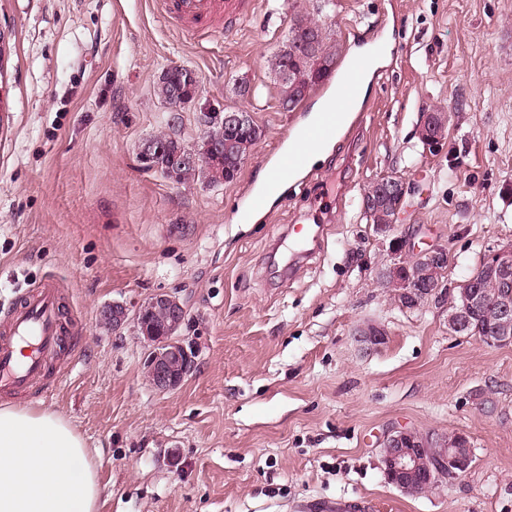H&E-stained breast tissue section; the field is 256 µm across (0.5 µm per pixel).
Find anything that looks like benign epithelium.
Masks as SVG:
<instances>
[{"instance_id": "7a95c632", "label": "benign epithelium", "mask_w": 512, "mask_h": 512, "mask_svg": "<svg viewBox=\"0 0 512 512\" xmlns=\"http://www.w3.org/2000/svg\"><path fill=\"white\" fill-rule=\"evenodd\" d=\"M182 86L190 91L184 101L166 104L169 123H179L182 105L197 111V122L202 138L208 142V152L199 154L185 147L174 149L166 141H150L139 154L143 166L162 170L173 182L187 166L213 163L224 156V138L249 139L257 128L243 110H226L204 96L197 74L181 68ZM448 113L427 112L419 128L424 146L436 150L446 138ZM412 193V185L401 176L379 179L374 192L363 199L366 209L376 208L380 200L396 201L394 214L385 224L373 225L376 234L390 239L391 263L379 272L378 280L387 288L397 305L414 310L429 301L449 302L448 327L456 334L468 336L471 317L487 315L493 322V331L480 337L488 346L512 345V243L491 249L482 258L481 265L458 285L456 295L448 297V247L433 243L421 248L410 235H395L404 203ZM492 286L495 304L487 307L486 286ZM187 316V308L179 298L159 292L131 310L120 302L103 306L99 321L118 332L127 327L136 333L147 348L144 377L158 391L178 388L196 367V352L179 336ZM387 330L369 325L357 334V341L366 351H375L387 342ZM475 459L474 448L467 435L455 432L448 435L431 434L422 440L416 431L393 428L382 442V464L386 481L406 493L411 479L427 477L433 486L444 480L465 474Z\"/></svg>"}]
</instances>
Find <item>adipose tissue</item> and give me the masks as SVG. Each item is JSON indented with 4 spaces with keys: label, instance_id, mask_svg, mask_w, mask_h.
<instances>
[{
    "label": "adipose tissue",
    "instance_id": "obj_1",
    "mask_svg": "<svg viewBox=\"0 0 512 512\" xmlns=\"http://www.w3.org/2000/svg\"><path fill=\"white\" fill-rule=\"evenodd\" d=\"M293 150L302 155V168L280 172L275 184L265 188L266 203L296 182L303 168L325 161L331 143L301 135ZM76 461L82 472L74 477L68 466ZM98 504L97 467L75 427L49 408L1 405L0 512H98Z\"/></svg>",
    "mask_w": 512,
    "mask_h": 512
}]
</instances>
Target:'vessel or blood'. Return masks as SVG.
<instances>
[{"mask_svg": "<svg viewBox=\"0 0 512 512\" xmlns=\"http://www.w3.org/2000/svg\"><path fill=\"white\" fill-rule=\"evenodd\" d=\"M255 0H153L183 34L213 37L253 11ZM60 283L53 278L28 289L0 327V394L42 392L51 368L73 341L62 312Z\"/></svg>", "mask_w": 512, "mask_h": 512, "instance_id": "1", "label": "vessel or blood"}]
</instances>
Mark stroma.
<instances>
[{
	"label": "stroma",
	"instance_id": "stroma-1",
	"mask_svg": "<svg viewBox=\"0 0 512 512\" xmlns=\"http://www.w3.org/2000/svg\"><path fill=\"white\" fill-rule=\"evenodd\" d=\"M320 0H256L223 35L184 37L151 0H0L15 80L0 149V320L45 278L76 340L61 383L13 404L56 410L97 465L98 512H512V346L448 327L445 306L399 308L377 273L386 239L364 215L374 180L415 187L400 232L442 242L448 285L512 242V0H335L328 81L291 109L272 67L295 14ZM382 51L352 123L256 224L262 178L364 51ZM195 70L206 95L263 131L236 180L176 185L144 170L166 128L162 71ZM253 95L241 99L238 82ZM449 115L428 151L424 113ZM323 229L294 260L292 225ZM167 291L188 316L194 372L160 392L145 346L100 324ZM388 340L366 352L368 324ZM466 433L472 468L411 496L389 484L392 427Z\"/></svg>",
	"mask_w": 512,
	"mask_h": 512
}]
</instances>
